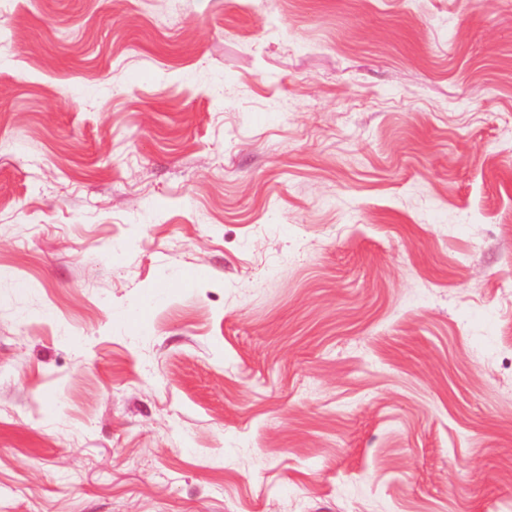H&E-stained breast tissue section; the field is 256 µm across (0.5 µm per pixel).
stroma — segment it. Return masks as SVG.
<instances>
[{
	"label": "stroma",
	"mask_w": 512,
	"mask_h": 512,
	"mask_svg": "<svg viewBox=\"0 0 512 512\" xmlns=\"http://www.w3.org/2000/svg\"><path fill=\"white\" fill-rule=\"evenodd\" d=\"M0 512H512V0H0Z\"/></svg>",
	"instance_id": "stroma-1"
}]
</instances>
